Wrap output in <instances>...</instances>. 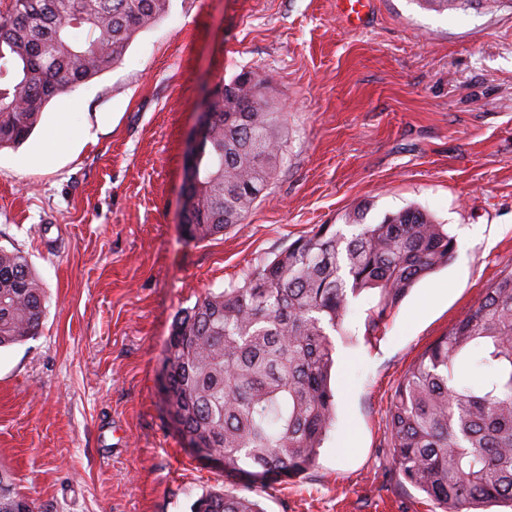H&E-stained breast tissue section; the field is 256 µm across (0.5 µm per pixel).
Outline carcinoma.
<instances>
[{
    "label": "carcinoma",
    "mask_w": 512,
    "mask_h": 512,
    "mask_svg": "<svg viewBox=\"0 0 512 512\" xmlns=\"http://www.w3.org/2000/svg\"><path fill=\"white\" fill-rule=\"evenodd\" d=\"M439 9L512 0H422ZM170 0H11L0 11V147L26 140L45 106L103 73ZM241 70L217 83L202 132L187 239L202 242L242 223L267 190L287 148L284 113ZM366 208L301 236L257 265L241 285L200 297L178 312L163 350L164 401L190 448L224 472L264 485L316 463L336 423L330 333L351 300L378 291L364 338H378L416 282L448 264L456 240L429 212L409 207L364 223ZM46 295L18 252L0 248V348L36 336ZM482 376H463L468 364ZM395 464L440 512L512 502V271L434 340L408 368L387 410ZM0 512H34L0 470ZM194 512H265L226 489Z\"/></svg>",
    "instance_id": "obj_1"
}]
</instances>
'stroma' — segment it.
Here are the masks:
<instances>
[{
  "instance_id": "obj_1",
  "label": "stroma",
  "mask_w": 512,
  "mask_h": 512,
  "mask_svg": "<svg viewBox=\"0 0 512 512\" xmlns=\"http://www.w3.org/2000/svg\"><path fill=\"white\" fill-rule=\"evenodd\" d=\"M244 69L272 78L286 156L243 224L190 242L199 103ZM62 121L91 139H58ZM360 204L369 224L426 209L456 251L377 341L362 335L377 291L353 299L351 335L331 336L336 425L315 465L236 483L265 512H434L394 463L386 413L409 366L512 271V10L371 0L354 30L336 0H170L121 60L0 148V248L23 253L48 296L40 333L0 349V468L35 512H192L222 490L162 401L174 316Z\"/></svg>"
}]
</instances>
